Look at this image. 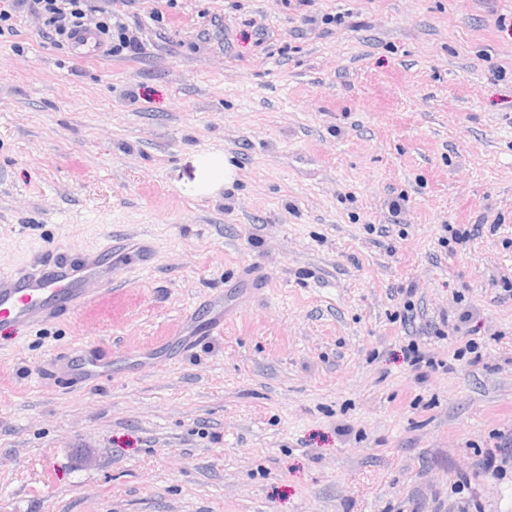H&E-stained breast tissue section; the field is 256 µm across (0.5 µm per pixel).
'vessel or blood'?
Instances as JSON below:
<instances>
[{"label": "vessel or blood", "mask_w": 512, "mask_h": 512, "mask_svg": "<svg viewBox=\"0 0 512 512\" xmlns=\"http://www.w3.org/2000/svg\"><path fill=\"white\" fill-rule=\"evenodd\" d=\"M72 51L80 57L100 51L93 29L74 38ZM134 250L140 265L153 261L149 242L129 247L126 240L107 237L105 244L86 251L78 262H71L66 245L36 250L16 267L0 270V328L28 329L54 320L61 313H78L99 297L98 286L111 284L115 271L113 257Z\"/></svg>", "instance_id": "b4317fda"}]
</instances>
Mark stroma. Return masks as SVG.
<instances>
[{
    "instance_id": "obj_1",
    "label": "stroma",
    "mask_w": 512,
    "mask_h": 512,
    "mask_svg": "<svg viewBox=\"0 0 512 512\" xmlns=\"http://www.w3.org/2000/svg\"><path fill=\"white\" fill-rule=\"evenodd\" d=\"M127 13L131 58L0 30V267L154 252L93 313L0 330V512H512V447L482 467L512 434V0ZM88 348L111 378L54 373Z\"/></svg>"
}]
</instances>
